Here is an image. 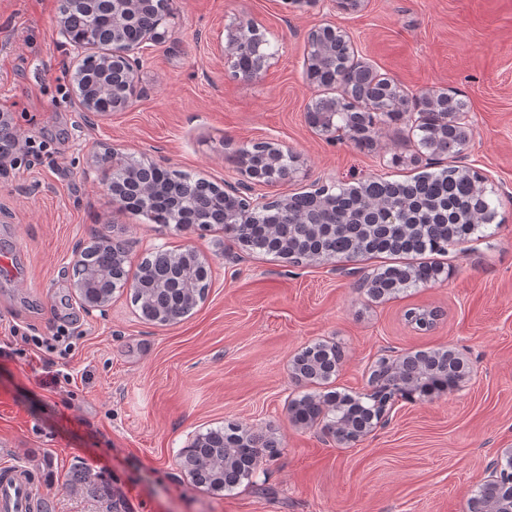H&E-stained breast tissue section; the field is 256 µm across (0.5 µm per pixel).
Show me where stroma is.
<instances>
[{
	"label": "stroma",
	"mask_w": 512,
	"mask_h": 512,
	"mask_svg": "<svg viewBox=\"0 0 512 512\" xmlns=\"http://www.w3.org/2000/svg\"><path fill=\"white\" fill-rule=\"evenodd\" d=\"M59 0H0V113L32 138L0 176V448L32 468L48 512H469L487 466L512 448V0H170L169 38L149 45L126 110L87 119L78 63L53 30ZM252 20L272 59L235 76L220 48ZM333 25L355 62L406 94L447 90L468 114V147L437 157L414 125L382 126L372 151L312 128L306 112L341 85L309 82L311 30ZM271 142L294 157L287 179L255 184L279 200L371 177L402 181L448 166L479 171L500 221L449 248L435 281L391 296L369 292L386 258L296 264L252 251L214 226L147 223L112 204L101 157L135 160L217 185L248 176L241 153ZM402 156L396 167L392 155ZM127 243L126 268L160 247H193L208 264L206 298L180 321L142 318L130 292L85 310L69 263L100 234ZM443 315L423 328L412 313ZM67 336L52 367L11 329ZM342 359L330 391L369 392L382 357L452 349L470 373L460 388L388 406L357 441L299 425L294 357L314 343ZM61 371L77 376L54 386ZM233 421L272 436L275 455L218 496L193 485L178 453ZM88 469L89 482L71 485Z\"/></svg>",
	"instance_id": "35a3bbf8"
}]
</instances>
